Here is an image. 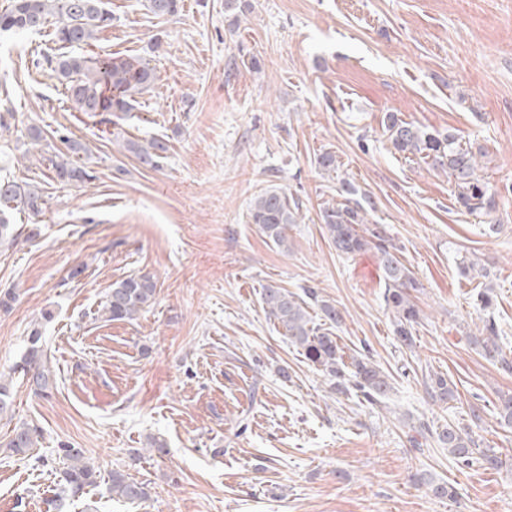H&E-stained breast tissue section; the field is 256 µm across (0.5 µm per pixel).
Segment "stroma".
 Segmentation results:
<instances>
[{"mask_svg": "<svg viewBox=\"0 0 512 512\" xmlns=\"http://www.w3.org/2000/svg\"><path fill=\"white\" fill-rule=\"evenodd\" d=\"M113 15L88 55L140 56L156 83L132 111L90 116L68 100L41 58V33L0 35V173L41 182L43 215L14 217L16 244L0 246V371L41 328L56 373L50 398L22 378L0 417V512H45L55 472L6 447L15 426H38L34 456L81 449L102 473L143 482L127 504L105 486L61 501L59 512H512V430L498 396L512 371L470 342L494 317L512 351V0H250L238 25L224 0H180L154 16L144 0H105ZM260 61L241 67L243 55ZM483 148L498 192L488 215L460 211L454 183L418 157L396 152L387 113ZM35 126L88 148L93 180H51ZM162 140L158 168L123 140ZM336 156L326 172L314 159ZM369 197L418 282L412 346L395 333L375 251L337 254L320 221L341 181ZM278 187L300 205L288 246L250 224L249 205ZM490 264L489 278L462 276V260ZM154 275L159 293L133 322L95 319L112 284ZM268 285L314 289L344 321L345 356H369L390 376L384 403L338 395L266 318ZM492 288L490 311L473 298ZM449 377L456 397L432 400L429 374ZM473 438L509 458L490 468L456 464L447 448L413 443L412 427L472 426ZM167 445L158 453L148 436ZM446 481L457 502L435 496Z\"/></svg>", "mask_w": 512, "mask_h": 512, "instance_id": "obj_1", "label": "stroma"}]
</instances>
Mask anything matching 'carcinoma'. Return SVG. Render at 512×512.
Here are the masks:
<instances>
[{
    "instance_id": "obj_1",
    "label": "carcinoma",
    "mask_w": 512,
    "mask_h": 512,
    "mask_svg": "<svg viewBox=\"0 0 512 512\" xmlns=\"http://www.w3.org/2000/svg\"><path fill=\"white\" fill-rule=\"evenodd\" d=\"M147 9L157 17L177 13L179 0H146ZM56 20L55 37L65 51L45 58L52 71L65 86L67 97L82 112H129L135 95L150 89L157 80L154 68L142 58L118 59L108 54L88 57L82 49L97 39L98 33L112 23V13L103 0H9L0 11V33H37L49 18ZM389 139L395 151L418 155L430 168L442 171L454 181L456 202L471 214H489L496 210L497 191L481 174L479 156L482 150L462 144L452 134L443 135L429 131L412 122L391 115L387 119ZM64 148L46 157L48 169L54 179L64 185H80L92 178L87 168L75 156L85 151V146L69 137H59ZM123 148L133 153L139 161L152 168L159 166L165 146L159 139L145 143L126 140ZM349 198L336 205L321 209V220L336 251L346 257H355L371 248L375 249L383 274L385 299L395 313L396 334L405 346L413 344V324L418 311L410 299V290L416 288L411 271L396 256V248L386 239L385 231L369 223L365 206L354 195L358 190L344 185ZM47 199L43 189L35 182L15 177H0V240L14 237L10 224L11 213H26L32 218L44 214ZM299 202L291 201L277 187L261 192L250 207V221L274 245L288 247V225L298 223ZM157 281L147 273L131 274L112 285L105 304L98 315L108 322L133 321L155 301ZM305 295L318 306L326 324L322 328L313 324L306 310L307 303L294 293L272 285L263 288V309L269 319L282 325L292 345L300 348L305 359L329 377L330 388L336 394L356 395L374 404L386 399L392 390L389 377L366 356L352 358L346 366L342 349L332 328L343 321L336 306L318 299L313 290ZM472 342L481 348L482 355L501 369L512 371V358L498 343V330L494 321L483 325ZM20 374L34 395L47 398L56 387V379L47 354L40 344V332L32 330L30 345L21 360L9 374ZM426 389L434 400L449 401L454 398V383L435 373L426 381ZM500 423L512 426V394L498 396ZM436 441L448 448L453 458L464 466L476 460L477 447L470 429L450 425L435 433ZM41 437L35 425L22 424L13 430L6 447L12 454L30 457ZM58 479V499L80 498L100 482L101 472L84 460L77 448H59L52 458ZM107 484L113 497L135 504L147 497L144 483L128 474L114 470L108 475Z\"/></svg>"
}]
</instances>
